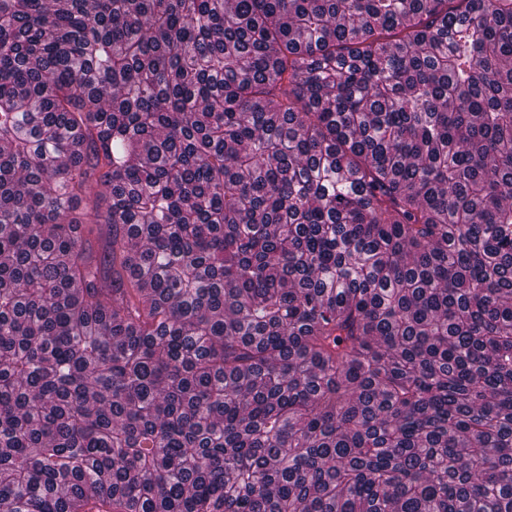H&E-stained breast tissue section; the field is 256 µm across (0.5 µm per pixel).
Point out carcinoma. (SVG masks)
I'll return each instance as SVG.
<instances>
[{
  "label": "carcinoma",
  "instance_id": "carcinoma-1",
  "mask_svg": "<svg viewBox=\"0 0 512 512\" xmlns=\"http://www.w3.org/2000/svg\"><path fill=\"white\" fill-rule=\"evenodd\" d=\"M0 512H512V0H0Z\"/></svg>",
  "mask_w": 512,
  "mask_h": 512
}]
</instances>
